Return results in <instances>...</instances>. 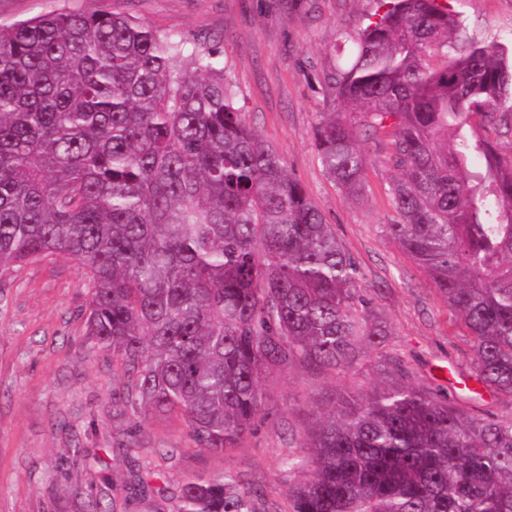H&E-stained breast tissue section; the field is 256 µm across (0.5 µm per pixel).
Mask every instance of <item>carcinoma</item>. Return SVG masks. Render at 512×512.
Masks as SVG:
<instances>
[{
  "label": "carcinoma",
  "instance_id": "cac0c4a2",
  "mask_svg": "<svg viewBox=\"0 0 512 512\" xmlns=\"http://www.w3.org/2000/svg\"><path fill=\"white\" fill-rule=\"evenodd\" d=\"M328 78L318 158L364 194L395 172L386 225L471 336L474 373L512 396V61L438 0H378ZM214 42L115 8L0 26V276L49 256L89 279L87 334L131 406L176 416L198 447L238 445L263 382L294 363L344 371L379 328L363 272L284 161L243 119ZM400 380L342 394L282 459L289 512H512V421L468 419ZM231 474L181 512H253Z\"/></svg>",
  "mask_w": 512,
  "mask_h": 512
}]
</instances>
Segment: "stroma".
I'll list each match as a JSON object with an SVG mask.
<instances>
[{"label":"stroma","mask_w":512,"mask_h":512,"mask_svg":"<svg viewBox=\"0 0 512 512\" xmlns=\"http://www.w3.org/2000/svg\"><path fill=\"white\" fill-rule=\"evenodd\" d=\"M114 4L153 29L223 48L224 73L244 118L286 163L359 263L363 294L382 330L342 372L292 364L264 382L262 411L237 447H197L174 416L114 411L127 385L112 355L86 334L90 288L77 261H31L0 279V512H180L186 483L239 476L258 482L255 512H287L301 473L283 468L300 438L341 393L364 396L399 372L448 391L464 417L512 420V397L467 398L474 374L464 327L428 275L390 239L398 215L385 191L393 172L366 170L361 200L324 171L314 129L334 109L327 77L354 52L343 33L368 22L377 0H0V25ZM469 36L512 54V0H447ZM82 485L86 497L71 493Z\"/></svg>","instance_id":"1"}]
</instances>
